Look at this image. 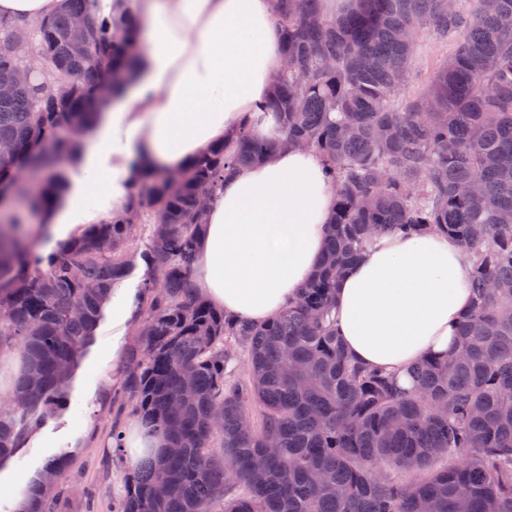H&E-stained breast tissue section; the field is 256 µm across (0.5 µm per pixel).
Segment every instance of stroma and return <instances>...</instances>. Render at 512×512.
<instances>
[{
	"label": "stroma",
	"mask_w": 512,
	"mask_h": 512,
	"mask_svg": "<svg viewBox=\"0 0 512 512\" xmlns=\"http://www.w3.org/2000/svg\"><path fill=\"white\" fill-rule=\"evenodd\" d=\"M451 52V44L425 35L414 58L410 92H423ZM132 342L131 335H116L112 310L104 308L64 402L0 461V512H16L29 482L59 458L66 459L67 467L58 512H105L112 499L122 495L133 467L113 448L110 427L116 421L126 429L135 422L131 402H124L122 411L113 408L122 381L120 368Z\"/></svg>",
	"instance_id": "35a3bbf8"
}]
</instances>
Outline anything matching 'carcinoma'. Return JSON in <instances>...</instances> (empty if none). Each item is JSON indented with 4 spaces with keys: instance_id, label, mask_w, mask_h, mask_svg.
I'll use <instances>...</instances> for the list:
<instances>
[{
    "instance_id": "carcinoma-1",
    "label": "carcinoma",
    "mask_w": 512,
    "mask_h": 512,
    "mask_svg": "<svg viewBox=\"0 0 512 512\" xmlns=\"http://www.w3.org/2000/svg\"><path fill=\"white\" fill-rule=\"evenodd\" d=\"M63 0L35 26L0 18V83L28 55L47 76L0 99V353L24 368L0 400V460L65 396L114 289L147 265L122 365L134 412L164 443L111 512H512V0H276L288 68L264 110L330 167L337 207L322 268L259 325L233 322L191 275L205 201L277 143L242 129L175 175L144 170L125 215L44 253L23 218L68 189L64 160L120 92L138 25ZM87 21L80 34L73 19ZM452 43L407 93L423 31ZM429 227L472 255L475 303L448 357L405 391L336 336V283L372 238ZM247 374L238 373L239 358ZM67 462L32 480L23 512H53Z\"/></svg>"
}]
</instances>
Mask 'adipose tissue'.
Returning <instances> with one entry per match:
<instances>
[{"label":"adipose tissue","mask_w":512,"mask_h":512,"mask_svg":"<svg viewBox=\"0 0 512 512\" xmlns=\"http://www.w3.org/2000/svg\"><path fill=\"white\" fill-rule=\"evenodd\" d=\"M140 27L133 79L95 136L62 203L41 229L51 243L124 214L140 170L174 172L250 126L278 146L224 181L197 245L194 284L226 315L265 322L318 271L337 197L320 155L283 145L260 105L285 47L273 0H125ZM473 263L439 232L384 235L341 275L336 328L363 365L413 386L411 368L452 351L473 302Z\"/></svg>","instance_id":"ef3b65f1"}]
</instances>
